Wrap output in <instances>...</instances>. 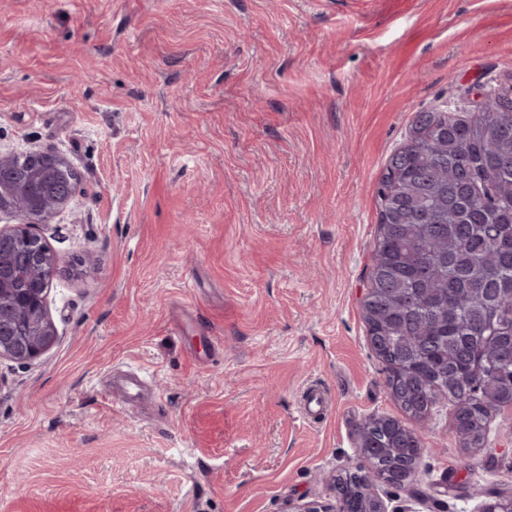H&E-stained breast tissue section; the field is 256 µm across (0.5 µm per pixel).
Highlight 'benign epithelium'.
<instances>
[{
  "label": "benign epithelium",
  "instance_id": "7a95c632",
  "mask_svg": "<svg viewBox=\"0 0 512 512\" xmlns=\"http://www.w3.org/2000/svg\"><path fill=\"white\" fill-rule=\"evenodd\" d=\"M12 157L0 155V206L23 202L20 212L33 219L9 228H0V359L27 363L51 347L56 329L48 317L46 289L37 285L15 286L16 271L39 262L47 274L58 265V257L48 242L31 231L33 224H46L73 199L75 186H65L51 200L41 199L23 180L14 177ZM288 512H336V506L318 501L288 504ZM479 512H512V494L498 499L484 494Z\"/></svg>",
  "mask_w": 512,
  "mask_h": 512
}]
</instances>
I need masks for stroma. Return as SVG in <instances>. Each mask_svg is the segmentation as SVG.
Returning a JSON list of instances; mask_svg holds the SVG:
<instances>
[{
  "label": "stroma",
  "instance_id": "1",
  "mask_svg": "<svg viewBox=\"0 0 512 512\" xmlns=\"http://www.w3.org/2000/svg\"><path fill=\"white\" fill-rule=\"evenodd\" d=\"M504 82L512 0H0V152L79 176L32 227L56 341L0 360V512L333 502L360 425L402 415L363 320L386 160L415 112ZM133 370L154 399L113 411ZM422 429L389 512L512 488V408L479 448L449 403Z\"/></svg>",
  "mask_w": 512,
  "mask_h": 512
}]
</instances>
